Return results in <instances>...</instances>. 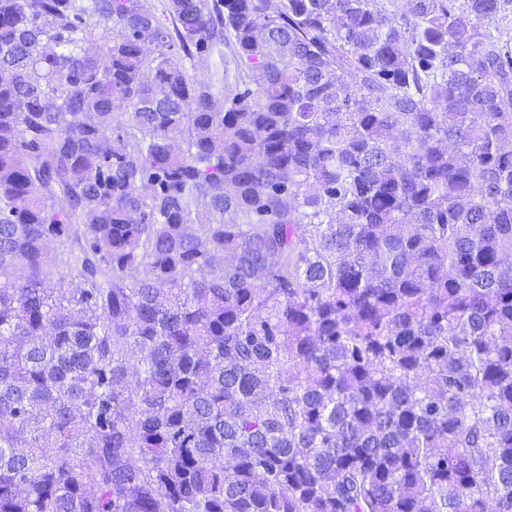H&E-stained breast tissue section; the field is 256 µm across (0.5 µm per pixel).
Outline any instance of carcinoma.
<instances>
[{
	"label": "carcinoma",
	"mask_w": 512,
	"mask_h": 512,
	"mask_svg": "<svg viewBox=\"0 0 512 512\" xmlns=\"http://www.w3.org/2000/svg\"><path fill=\"white\" fill-rule=\"evenodd\" d=\"M3 70L0 512H512V0H0Z\"/></svg>",
	"instance_id": "cac0c4a2"
}]
</instances>
